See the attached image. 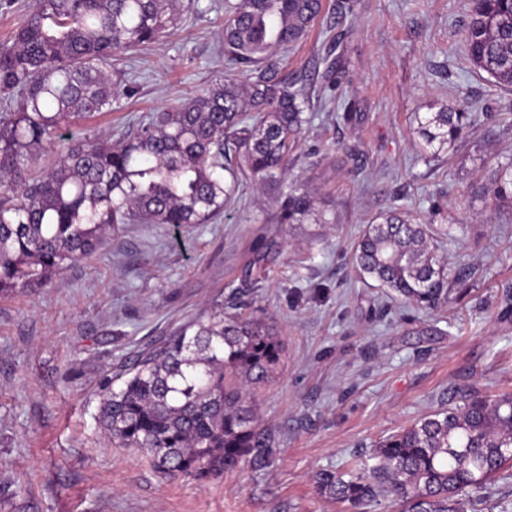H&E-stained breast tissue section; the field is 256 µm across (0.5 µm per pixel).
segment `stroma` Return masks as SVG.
<instances>
[{
  "instance_id": "35a3bbf8",
  "label": "stroma",
  "mask_w": 512,
  "mask_h": 512,
  "mask_svg": "<svg viewBox=\"0 0 512 512\" xmlns=\"http://www.w3.org/2000/svg\"><path fill=\"white\" fill-rule=\"evenodd\" d=\"M225 2L190 0L167 37L116 53L111 110L69 130L118 139L229 74ZM471 9L322 0L278 52L272 80L312 83L284 184L311 190L327 223H277V197L246 177L213 223L119 225L47 286L0 296V512H352L318 494L317 472L372 466L379 441L458 404L460 387L512 391V207L488 195L512 155V88L470 63ZM443 107L471 123L423 159L416 119ZM396 205L457 227L435 245L445 307L389 299L353 265L367 224ZM219 303L263 311L285 342L255 396L276 450L206 482L165 478L105 440L99 393Z\"/></svg>"
}]
</instances>
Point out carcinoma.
Listing matches in <instances>:
<instances>
[{
    "instance_id": "carcinoma-1",
    "label": "carcinoma",
    "mask_w": 512,
    "mask_h": 512,
    "mask_svg": "<svg viewBox=\"0 0 512 512\" xmlns=\"http://www.w3.org/2000/svg\"><path fill=\"white\" fill-rule=\"evenodd\" d=\"M184 0H32L12 43L0 46V293L52 282L90 256L116 224H208L224 213L238 175L277 192L306 123L298 80L251 77L276 50L300 41L322 0H238L224 18V52L236 72L188 101L140 116L116 142L76 139L75 118L112 106V54L153 43L174 28ZM469 59L512 87V0H473ZM430 157L463 134L467 116L441 108L416 117ZM54 155L44 174L32 164ZM229 174L227 183L224 174ZM491 196L512 203V156L498 163ZM323 223L312 193L283 195L277 221ZM393 208L354 247L358 271L393 295L435 310L448 303V271L428 237L448 236ZM284 340L263 314L219 305L167 336L108 383L99 419L115 446L146 452L164 477H219L245 458L267 461L274 439L257 427L255 391L279 371ZM377 463L345 479L316 475L318 494L362 512L390 498L402 512H464V500L512 467V393L468 392L380 441Z\"/></svg>"
}]
</instances>
